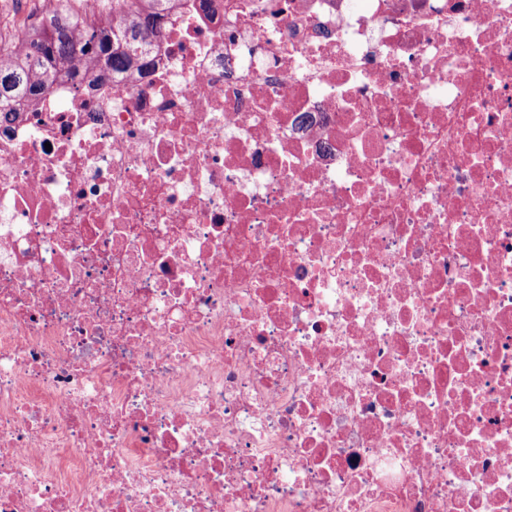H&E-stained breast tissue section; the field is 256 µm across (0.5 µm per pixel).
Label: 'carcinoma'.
<instances>
[{
	"label": "carcinoma",
	"instance_id": "1",
	"mask_svg": "<svg viewBox=\"0 0 512 512\" xmlns=\"http://www.w3.org/2000/svg\"><path fill=\"white\" fill-rule=\"evenodd\" d=\"M117 19L77 23L64 15L33 24L34 38L24 57L0 53V113L20 99H34L57 80L92 68L120 74L146 64V51L161 35L168 0H118Z\"/></svg>",
	"mask_w": 512,
	"mask_h": 512
}]
</instances>
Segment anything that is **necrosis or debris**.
<instances>
[{"instance_id": "necrosis-or-debris-1", "label": "necrosis or debris", "mask_w": 512, "mask_h": 512, "mask_svg": "<svg viewBox=\"0 0 512 512\" xmlns=\"http://www.w3.org/2000/svg\"><path fill=\"white\" fill-rule=\"evenodd\" d=\"M0 117V512H512V0H170Z\"/></svg>"}]
</instances>
